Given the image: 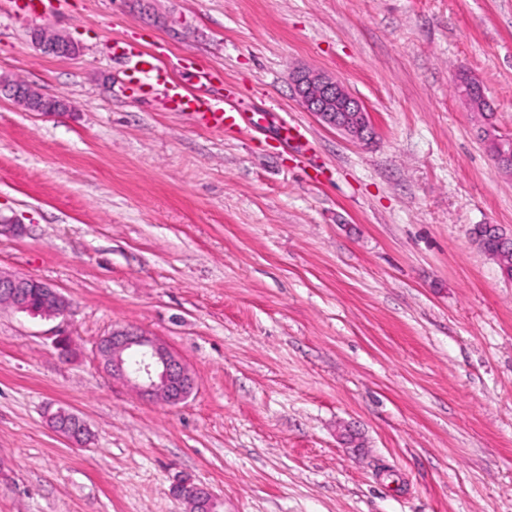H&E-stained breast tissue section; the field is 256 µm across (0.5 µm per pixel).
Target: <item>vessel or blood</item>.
Returning <instances> with one entry per match:
<instances>
[{"mask_svg":"<svg viewBox=\"0 0 512 512\" xmlns=\"http://www.w3.org/2000/svg\"><path fill=\"white\" fill-rule=\"evenodd\" d=\"M10 3L15 15L31 20L45 18L56 8V0H10ZM112 54L126 63L128 82L140 85L149 95L164 91L170 111L191 113L199 124L210 130L240 127L241 113L224 98L210 93L213 74L201 76L199 87L190 91L171 80L167 67L154 53L117 39L112 43Z\"/></svg>","mask_w":512,"mask_h":512,"instance_id":"obj_1","label":"vessel or blood"}]
</instances>
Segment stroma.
Returning <instances> with one entry per match:
<instances>
[{"mask_svg":"<svg viewBox=\"0 0 512 512\" xmlns=\"http://www.w3.org/2000/svg\"><path fill=\"white\" fill-rule=\"evenodd\" d=\"M36 27L78 54H44ZM117 38L186 88L221 73L249 122L143 96ZM299 67L343 81L372 139L306 112ZM465 75L512 137V0H62L39 21L0 0V77L70 105L0 99V270L69 302L0 308V512H185L183 479L224 512H512V280L471 236H512V175ZM123 326L184 360V402L105 372L95 347ZM52 403L89 443L47 427Z\"/></svg>","mask_w":512,"mask_h":512,"instance_id":"35a3bbf8","label":"stroma"}]
</instances>
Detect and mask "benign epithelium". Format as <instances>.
<instances>
[{
  "label": "benign epithelium",
  "mask_w": 512,
  "mask_h": 512,
  "mask_svg": "<svg viewBox=\"0 0 512 512\" xmlns=\"http://www.w3.org/2000/svg\"><path fill=\"white\" fill-rule=\"evenodd\" d=\"M35 42L47 54L69 56L76 47L68 38L37 30ZM299 97L307 111L352 139L364 142L373 132L361 102L340 81L318 70L293 74ZM24 106L29 112H64L61 99L46 100L32 85L20 79L0 80V94ZM0 302L19 312L57 317L68 302L57 290L31 278L0 272ZM96 354L114 380L129 383L148 401L177 405L195 387V380L183 360L167 345L136 327L112 331L96 345ZM50 427L70 441L81 444L88 436L85 421L59 407L47 416ZM173 494L188 503L190 512H219L221 502L206 486L180 481Z\"/></svg>",
  "instance_id": "1"
}]
</instances>
